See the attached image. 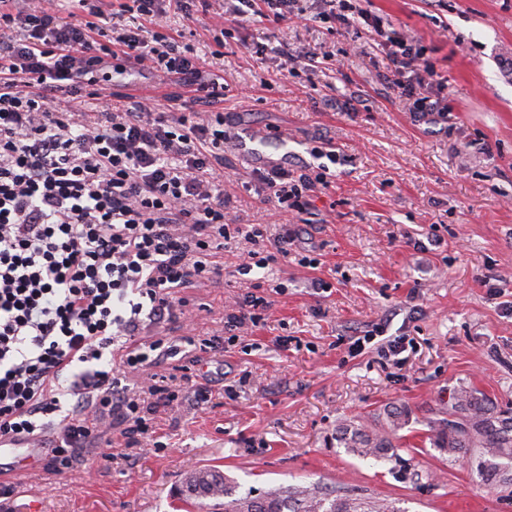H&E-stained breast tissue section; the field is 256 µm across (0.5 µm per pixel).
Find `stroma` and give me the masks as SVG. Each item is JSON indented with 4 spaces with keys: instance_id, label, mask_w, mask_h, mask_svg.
<instances>
[{
    "instance_id": "stroma-1",
    "label": "stroma",
    "mask_w": 512,
    "mask_h": 512,
    "mask_svg": "<svg viewBox=\"0 0 512 512\" xmlns=\"http://www.w3.org/2000/svg\"><path fill=\"white\" fill-rule=\"evenodd\" d=\"M191 17L168 12L160 33L180 34L190 57L224 85L223 189L244 224L293 234L287 255L256 267L235 238L217 256L216 284L183 290L193 323L160 338L188 366L151 398V436L114 420L113 460L84 449L81 463L18 474L0 512H209L178 492L187 473L218 468L239 493L315 483L398 499L409 512H512V493L484 485L475 464L433 448L432 419L468 387L512 407V0H362L363 9L414 38L446 86L450 124L414 116L383 80L369 35L315 21H236L224 0ZM222 18L215 41L201 18ZM287 46L295 62L279 52ZM343 65L323 72L309 56ZM336 150L331 185L299 213L268 210L255 170L318 166ZM317 268L302 266V257ZM324 287H314V280ZM269 306L233 347L198 354L224 332L241 284ZM404 350L390 356L387 344ZM403 404L410 421L393 461L354 456L336 441L342 424Z\"/></svg>"
}]
</instances>
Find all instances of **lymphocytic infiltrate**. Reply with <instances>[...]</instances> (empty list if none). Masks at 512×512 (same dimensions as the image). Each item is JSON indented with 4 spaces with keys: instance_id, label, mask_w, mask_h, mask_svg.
Returning a JSON list of instances; mask_svg holds the SVG:
<instances>
[{
    "instance_id": "1",
    "label": "lymphocytic infiltrate",
    "mask_w": 512,
    "mask_h": 512,
    "mask_svg": "<svg viewBox=\"0 0 512 512\" xmlns=\"http://www.w3.org/2000/svg\"><path fill=\"white\" fill-rule=\"evenodd\" d=\"M0 11V440L53 432L52 468H72L113 418L143 423L158 384L132 388L119 375L147 371L175 353L146 330L180 316L178 289L213 281L214 259L231 239L217 175L228 134L224 95L178 41L151 35L166 0H124L112 26V69L151 61L157 80L178 78L194 116L145 97L129 108L89 110L76 82L104 67L97 53L100 7L89 20L61 21L62 0ZM323 23L357 21L387 59L388 85L414 112L450 119L443 90L417 96L428 66L406 34L354 0H322ZM226 14L274 21L304 14L300 0H225ZM327 166L311 173L274 166L255 172L260 201L302 211L327 188ZM86 417L63 413L60 393Z\"/></svg>"
}]
</instances>
